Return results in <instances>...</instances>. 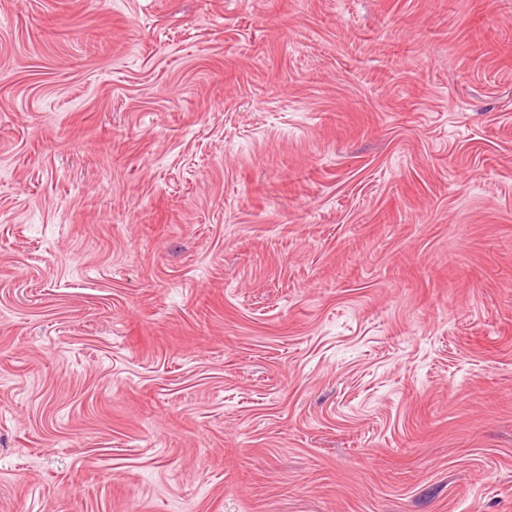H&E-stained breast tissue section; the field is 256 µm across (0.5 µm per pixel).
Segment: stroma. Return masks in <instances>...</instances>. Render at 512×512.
<instances>
[{
  "label": "stroma",
  "mask_w": 512,
  "mask_h": 512,
  "mask_svg": "<svg viewBox=\"0 0 512 512\" xmlns=\"http://www.w3.org/2000/svg\"><path fill=\"white\" fill-rule=\"evenodd\" d=\"M0 512H512V0H0Z\"/></svg>",
  "instance_id": "35a3bbf8"
}]
</instances>
